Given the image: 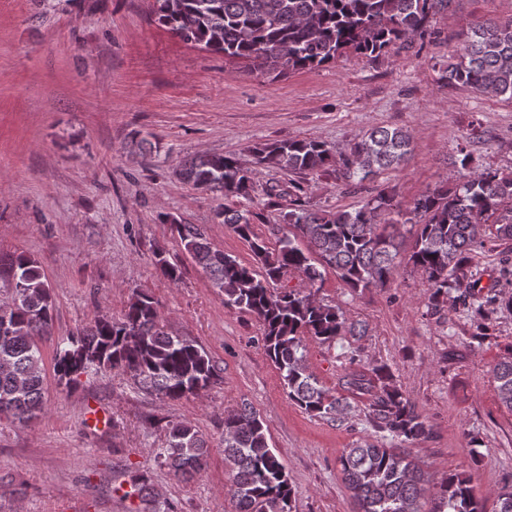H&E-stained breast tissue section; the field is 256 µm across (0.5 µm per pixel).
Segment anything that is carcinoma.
Instances as JSON below:
<instances>
[{"label":"carcinoma","instance_id":"carcinoma-1","mask_svg":"<svg viewBox=\"0 0 512 512\" xmlns=\"http://www.w3.org/2000/svg\"><path fill=\"white\" fill-rule=\"evenodd\" d=\"M452 0H155L162 27L185 42L226 58L262 59L279 76L328 64L348 52L377 57L390 46L422 35L434 15ZM450 87L512 100V20L487 21L470 30L442 70ZM412 134L378 127L365 133L345 153L314 138L262 143L253 149L255 164L293 174H317L341 164L342 175L360 187L404 163ZM460 169L468 171L451 189H435L402 212L384 190L353 210L321 214L306 208L305 186L292 180L288 210L272 227L277 248L252 229L244 206L216 212L219 223L249 243L255 264L247 265L212 246L199 224H182L168 214L180 244L224 293V304L254 316L262 326L265 353L278 370L288 398L306 413L334 419L347 410L343 399L308 372L302 338L323 343L338 336H360L364 328L349 321L340 307L316 298L323 270L332 269L352 290L385 288L400 271L421 272L428 283V307L460 302L483 312L488 304L512 310V293L483 292L465 270L487 244L512 241V171L472 169V156L459 150ZM179 177L202 192L252 201L253 170L224 154L203 153L179 165ZM411 224L412 250L403 255L395 232ZM306 240L302 248L298 239ZM161 274L180 280L177 266L155 255ZM10 300L0 303V416L26 421L44 412V355L37 338L51 334L53 288L37 262L23 255L0 257V282L9 284ZM296 275L302 288H280ZM54 370L71 388L91 370L121 371L142 390L177 401L209 388L220 368L194 340L167 331L154 298L143 292L128 300L122 317L97 315L76 333L57 341ZM371 377L353 373L348 384L372 393L369 420L382 438L404 444L360 440L343 450L340 471L351 492L355 512H482L463 472L427 492L428 479L405 445L430 434L431 426L416 409L389 369L371 368ZM492 378L499 401L512 412V350L495 365ZM224 460L229 466L226 493L232 512H291L294 491L288 472L270 448L260 415L250 406L224 412ZM207 439L184 421L166 424L157 458L174 476L188 479L201 472L209 456ZM131 493L152 495L148 480L134 475ZM432 507L422 510L421 500Z\"/></svg>","mask_w":512,"mask_h":512}]
</instances>
